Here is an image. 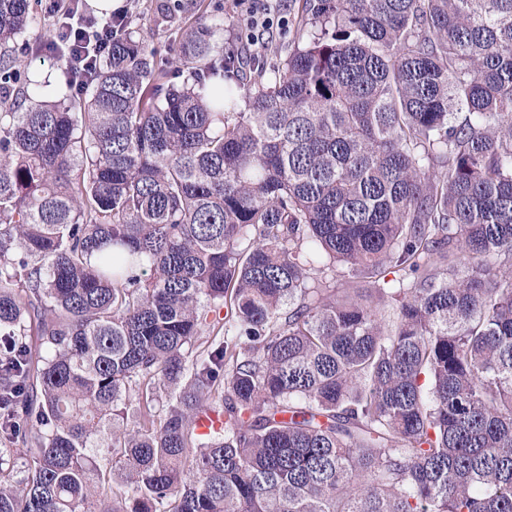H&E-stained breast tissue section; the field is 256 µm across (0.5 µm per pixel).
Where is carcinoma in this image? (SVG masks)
<instances>
[{"instance_id": "obj_1", "label": "carcinoma", "mask_w": 512, "mask_h": 512, "mask_svg": "<svg viewBox=\"0 0 512 512\" xmlns=\"http://www.w3.org/2000/svg\"><path fill=\"white\" fill-rule=\"evenodd\" d=\"M79 9L54 100L0 0V512H512V0ZM80 0H48L46 2L47 13L55 21V27L67 25L70 29L76 26L74 31V44L63 47L52 42L43 45V49L54 57L66 56L69 62V80L76 87L80 85L77 77L90 73L96 66L98 59L110 53L112 45V30L102 28L97 30L89 26L84 16L78 12ZM84 39L86 45H83ZM90 45V50L88 46ZM87 46V47H83ZM90 51L92 54H90ZM135 4L132 20L128 26L136 31V36L155 48L165 57H170L176 46L175 30L178 22L162 19L161 7L174 0H132ZM277 2V0H234V2L233 0H205L203 4L211 15L223 13L224 46L241 49L244 54L247 52V46L241 40L234 41L238 28L242 26H247L249 30L247 39L249 46L261 43L265 34L272 35L266 45L269 49L272 50L280 44L279 38L283 34H279V29L288 25L287 17L289 18L294 9L295 0H279L278 4L287 17L280 13ZM239 8L244 10L246 21L241 17ZM289 26L290 24L287 31L291 30L288 36L290 38L292 37V28Z\"/></svg>"}]
</instances>
